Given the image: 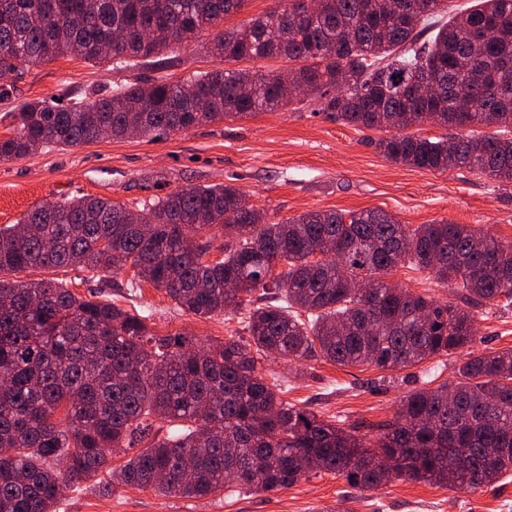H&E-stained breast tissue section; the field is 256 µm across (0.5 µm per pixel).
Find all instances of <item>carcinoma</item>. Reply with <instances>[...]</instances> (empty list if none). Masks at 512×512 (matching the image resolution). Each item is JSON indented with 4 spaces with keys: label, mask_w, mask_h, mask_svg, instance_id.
<instances>
[{
    "label": "carcinoma",
    "mask_w": 512,
    "mask_h": 512,
    "mask_svg": "<svg viewBox=\"0 0 512 512\" xmlns=\"http://www.w3.org/2000/svg\"><path fill=\"white\" fill-rule=\"evenodd\" d=\"M222 29L226 62L282 57L290 80L217 69L187 79L118 84L95 101L27 102L0 138V160L101 136L167 135L224 118L309 102L335 122L387 132L388 160L429 171L466 168L512 183V0H473L436 26L448 0H281ZM245 0H0V77L58 57L123 69L194 41ZM437 32L427 35L431 28ZM306 90L301 98L295 88ZM428 113L450 142L411 131ZM491 127L473 134V127ZM219 226L222 259L199 231ZM280 265L282 269L273 271ZM430 271L473 308L512 305V241L446 221L410 228L380 211H311L269 223L231 182L184 188L136 207L92 197L35 207L0 228V512H55L62 491L112 453L149 441L112 471L126 485L200 497L234 484L265 493L308 473L357 489L390 477L477 488L512 472V349L467 355L459 380L401 400L373 438L284 402L260 358L320 354L340 365L398 370L474 341L475 313L387 279ZM133 269L129 286L162 290L196 316L246 312L247 337L199 346L156 334L152 314L83 298L29 268ZM364 286L357 294L352 284ZM264 304L252 299L257 290ZM173 424L150 440L156 421Z\"/></svg>",
    "instance_id": "cac0c4a2"
}]
</instances>
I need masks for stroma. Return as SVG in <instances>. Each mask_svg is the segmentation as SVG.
Masks as SVG:
<instances>
[{
  "label": "stroma",
  "instance_id": "1",
  "mask_svg": "<svg viewBox=\"0 0 512 512\" xmlns=\"http://www.w3.org/2000/svg\"><path fill=\"white\" fill-rule=\"evenodd\" d=\"M220 65L200 41L166 52L160 64L122 71L68 57L23 66L7 80L8 97H0V137L12 133L9 112L27 102L69 92L96 99L129 80L186 78ZM379 136V131L330 121L313 106L299 104L164 136L103 137L64 151L40 150L0 162V228L18 223L38 204L83 194L133 206L156 195L231 180L272 223L314 210L378 209L413 227L445 220L512 241V184L464 169L434 172L393 163L372 147ZM131 276L128 268L93 277L69 267L27 270L19 278L52 279L83 297L107 295L129 312L151 313L149 326L158 334H183L202 343L241 335L239 314L196 317L177 310L151 286L129 287ZM508 348L512 306L477 315L470 351ZM467 352L398 371L342 366L319 356L300 362L268 357L257 370L265 380L279 381L288 403L363 435L393 419L410 392L456 381ZM107 478L103 472L98 481ZM98 481L67 489L57 512H331L341 498L350 512H512V477L507 476L475 491L398 478L360 491L343 477L321 471L284 490L251 493L233 486L199 498L130 486L105 495Z\"/></svg>",
  "mask_w": 512,
  "mask_h": 512
}]
</instances>
